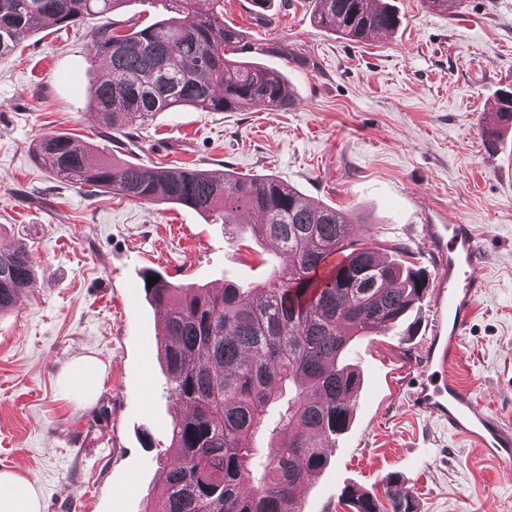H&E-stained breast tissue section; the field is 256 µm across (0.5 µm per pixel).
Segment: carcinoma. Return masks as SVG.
Segmentation results:
<instances>
[{"mask_svg":"<svg viewBox=\"0 0 512 512\" xmlns=\"http://www.w3.org/2000/svg\"><path fill=\"white\" fill-rule=\"evenodd\" d=\"M153 0L168 16L108 21L93 34L91 62L108 61L91 94L99 136L123 150L159 112L288 109L281 75L240 56L241 34L224 23V0ZM314 21L352 41L393 33L396 13L383 0H315ZM127 0H0V58L48 23L75 25L119 11ZM454 14L460 0H423ZM36 160L56 180L82 189L188 207L231 240H271L284 261L255 285H176L154 272L149 301L161 312V360L170 396L192 408L169 427L173 462L144 512H298L311 476L329 463L354 409L353 344L376 329H395L427 293L425 271L388 260L354 238L349 213L306 199L272 175L238 176L202 169L148 171L112 158L95 167L88 145L48 133ZM253 212L254 224L238 215ZM344 259L316 279L333 255ZM35 283L34 260L20 244L0 251V313ZM391 512H416L409 497L386 493ZM339 503L352 512L382 504L353 488Z\"/></svg>","mask_w":512,"mask_h":512,"instance_id":"1","label":"carcinoma"}]
</instances>
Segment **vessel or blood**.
<instances>
[{"label": "vessel or blood", "mask_w": 512, "mask_h": 512, "mask_svg": "<svg viewBox=\"0 0 512 512\" xmlns=\"http://www.w3.org/2000/svg\"><path fill=\"white\" fill-rule=\"evenodd\" d=\"M425 233L434 263L433 315L411 406L446 423L449 432L512 469V424L493 413L453 373L462 355V336L483 288L480 272L485 252L468 224H429Z\"/></svg>", "instance_id": "1"}]
</instances>
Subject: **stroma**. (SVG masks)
<instances>
[{"mask_svg":"<svg viewBox=\"0 0 512 512\" xmlns=\"http://www.w3.org/2000/svg\"><path fill=\"white\" fill-rule=\"evenodd\" d=\"M398 29L356 42L314 25L313 0H224L243 54L281 70L284 112L158 113L120 154L145 168L270 174L308 198L357 213L384 254L431 268L425 211L471 225L488 253L463 337L458 377L512 419V125L487 140L484 103L512 90V0H463L459 13L388 0ZM99 18L48 26L0 60V248L27 243L34 288L0 314V472L34 482L40 512H142L172 460L166 431L184 407L158 362L159 314L143 283L263 282L269 244L225 238L195 211L55 180L35 141L95 136L89 48ZM431 300L399 328L360 340L351 429L310 483L301 512H351L344 488L405 490L417 512H512V475L408 404L422 365ZM102 367L96 398L77 402L65 367Z\"/></svg>","mask_w":512,"mask_h":512,"instance_id":"obj_1","label":"stroma"}]
</instances>
